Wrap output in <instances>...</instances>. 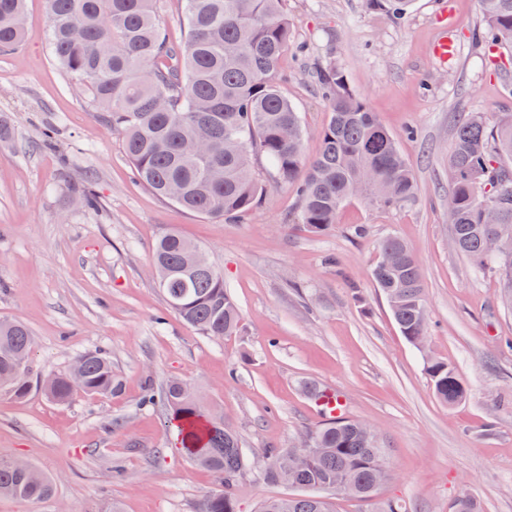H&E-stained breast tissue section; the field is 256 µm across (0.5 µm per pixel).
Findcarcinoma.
Instances as JSON below:
<instances>
[{"label":"carcinoma","instance_id":"carcinoma-1","mask_svg":"<svg viewBox=\"0 0 512 512\" xmlns=\"http://www.w3.org/2000/svg\"><path fill=\"white\" fill-rule=\"evenodd\" d=\"M160 0H47L50 44L55 61L74 76L112 131L123 139L135 178L154 195L207 217L236 218L266 196V181L254 162L268 163V176L295 189L294 220L314 234L336 224L342 207L359 199L377 208L402 207L417 185L398 137L346 86L334 66L317 81L329 120L321 148L304 162L299 113L276 80L288 51L290 29L282 0H183L186 39L166 37ZM394 16L410 0H367ZM25 0H0V54L22 39ZM482 39L512 51V0H480ZM448 224L456 250L494 275L512 308V113L494 122L472 112L458 123L449 158ZM80 208L96 211L91 182L74 190ZM391 257L372 277L385 295L401 334L411 344L426 340L427 303L415 255L398 237L378 245ZM199 246L175 230L154 248L157 288L167 306L200 335L223 339L237 334L240 314L214 264L193 267L187 255ZM34 348L29 329L0 320V396L21 401L39 391L56 402L74 396L67 372L36 376L15 369ZM86 395H117L121 381L102 352L88 351L73 362ZM424 369L437 398L454 404L465 386L448 363L428 356ZM161 399L170 410L186 458L210 471L219 489L198 512H236V489L249 464L224 416L205 404L195 387L172 378ZM309 451L270 448L259 462L262 479L305 490L272 497L257 512H334L326 493L369 499L390 479L382 437L367 423L329 419L301 439ZM53 492L52 479L35 465L21 469L0 459V496L36 504Z\"/></svg>","mask_w":512,"mask_h":512}]
</instances>
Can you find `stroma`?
I'll use <instances>...</instances> for the list:
<instances>
[{"label": "stroma", "mask_w": 512, "mask_h": 512, "mask_svg": "<svg viewBox=\"0 0 512 512\" xmlns=\"http://www.w3.org/2000/svg\"><path fill=\"white\" fill-rule=\"evenodd\" d=\"M290 48L277 79L319 150L329 112L319 68L335 65L399 138L417 184L410 205L376 209L354 199L327 232L292 223L296 194L269 185L240 220L203 218L138 183L113 133L78 80L54 60L46 0H26L18 48L0 55V319L24 323L32 365L65 371L77 355L106 352L119 395L65 403L32 393L0 397V457L50 476L51 496L30 504L0 497V512H196L215 491L211 472L177 449L163 404L146 401L167 380L199 387L224 411L246 457L285 448L323 422L307 384L337 393L345 415L385 437L393 477L370 500L339 498L336 512H448L468 486L480 512H512V311L495 277L450 238L448 157L460 116L512 112V57L489 63L476 38L479 0H412L392 19L366 0H284ZM448 37L451 57L433 52ZM55 130L53 148L39 135ZM90 179L101 207L80 209L68 185ZM367 229L354 234L356 225ZM202 246L223 271L241 315L238 335H199L163 301L152 249L168 229ZM415 253L428 304L420 352L401 335L371 271L385 235ZM336 256L338 265L326 264ZM448 363L466 394L449 405L433 393L425 355ZM249 469L239 512L295 495Z\"/></svg>", "instance_id": "1"}]
</instances>
